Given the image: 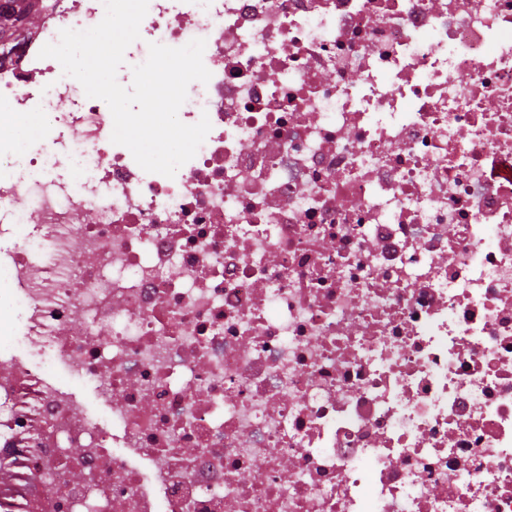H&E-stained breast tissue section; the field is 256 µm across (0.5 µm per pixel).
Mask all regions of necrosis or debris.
<instances>
[{
  "label": "necrosis or debris",
  "instance_id": "4bbe7bcc",
  "mask_svg": "<svg viewBox=\"0 0 512 512\" xmlns=\"http://www.w3.org/2000/svg\"><path fill=\"white\" fill-rule=\"evenodd\" d=\"M104 15L0 46L71 159L0 171V512H512V0H149L127 57L211 73L171 178L38 56ZM52 373L61 383L73 386L76 393L77 412H84L96 418L111 420L109 412L96 403L89 385L78 382L70 376L66 369L60 366L53 367Z\"/></svg>",
  "mask_w": 512,
  "mask_h": 512
}]
</instances>
